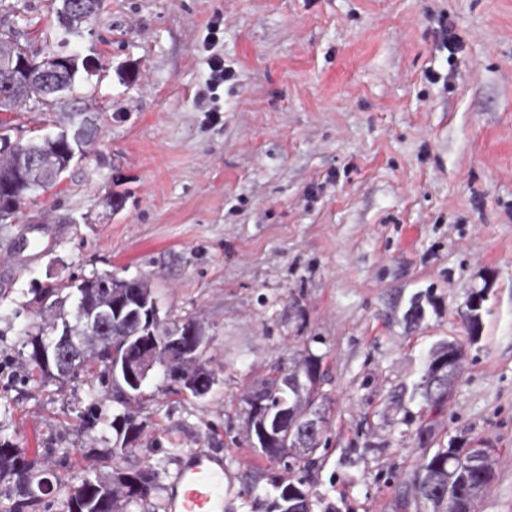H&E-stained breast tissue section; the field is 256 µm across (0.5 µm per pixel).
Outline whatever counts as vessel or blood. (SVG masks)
Segmentation results:
<instances>
[{
	"label": "vessel or blood",
	"mask_w": 512,
	"mask_h": 512,
	"mask_svg": "<svg viewBox=\"0 0 512 512\" xmlns=\"http://www.w3.org/2000/svg\"><path fill=\"white\" fill-rule=\"evenodd\" d=\"M178 484L181 491L171 501V512H223L224 472L210 455L197 454Z\"/></svg>",
	"instance_id": "b4317fda"
}]
</instances>
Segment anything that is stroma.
<instances>
[{"label":"stroma","instance_id":"stroma-1","mask_svg":"<svg viewBox=\"0 0 512 512\" xmlns=\"http://www.w3.org/2000/svg\"><path fill=\"white\" fill-rule=\"evenodd\" d=\"M11 2L0 29L37 57L59 52L41 33L59 0ZM71 49L103 66L77 87L101 132L18 223L0 224V360L17 359L38 321L34 289L107 271L147 281L169 321L201 320L215 385L200 399L153 374L135 409L139 458L217 455L225 501L249 512L243 474L262 489L277 466L236 444L242 397L306 347L328 378L317 491L346 512H397L424 451L396 425L420 401L400 411L391 395L455 341L465 357L437 440L494 449L478 512H512V0H104ZM211 54L232 77L204 112ZM6 120L27 140L66 114L25 105ZM117 182L129 196L115 212ZM33 220L52 240L18 259L10 240ZM488 279L473 341L462 312ZM426 292L423 321L407 323ZM88 403L85 378L0 372L1 435L30 454L86 452L76 467L52 461V512L83 471L114 465L111 427L78 417ZM350 448L363 454L347 468Z\"/></svg>","mask_w":512,"mask_h":512}]
</instances>
